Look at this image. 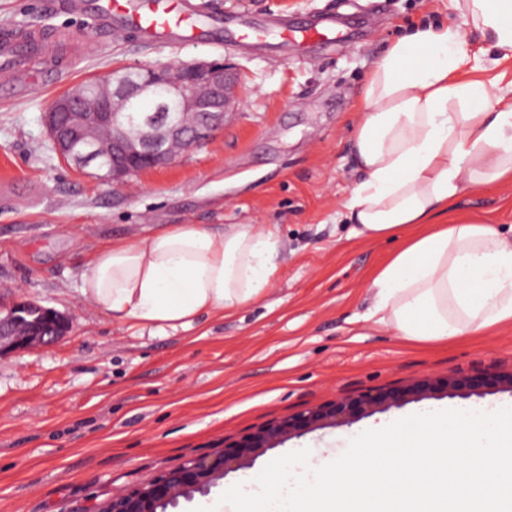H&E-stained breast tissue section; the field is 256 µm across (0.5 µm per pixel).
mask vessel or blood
<instances>
[{
	"instance_id": "vessel-or-blood-1",
	"label": "vessel or blood",
	"mask_w": 512,
	"mask_h": 512,
	"mask_svg": "<svg viewBox=\"0 0 512 512\" xmlns=\"http://www.w3.org/2000/svg\"><path fill=\"white\" fill-rule=\"evenodd\" d=\"M58 7L76 15H96L114 36L137 28L154 43L177 45L202 32L218 38L224 35L223 19L215 17L210 24H202L192 0H60ZM276 29L283 40L297 43L325 40L334 33L330 27H292L285 23L277 24ZM40 46L41 38L33 31L0 38V88L16 89L36 80L31 59Z\"/></svg>"
}]
</instances>
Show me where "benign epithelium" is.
Segmentation results:
<instances>
[{
	"mask_svg": "<svg viewBox=\"0 0 512 512\" xmlns=\"http://www.w3.org/2000/svg\"><path fill=\"white\" fill-rule=\"evenodd\" d=\"M239 101V75L222 62L120 67L91 86L81 83L56 97L44 113V124L59 158L81 170L91 169L101 182L119 184L172 162L180 149L210 141ZM30 306L17 303L0 316V354L32 344L51 345L63 335L65 320L47 308L41 309L43 322L25 327L17 312ZM487 383L512 389V373L489 368L479 378H429L417 392L470 390ZM402 399L397 391L379 390L271 422L216 454L191 456L148 483L117 491L105 512H162L181 497L206 492L226 473L240 469L248 456L274 447L284 437L327 423H345Z\"/></svg>",
	"mask_w": 512,
	"mask_h": 512,
	"instance_id": "1",
	"label": "benign epithelium"
}]
</instances>
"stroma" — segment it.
Wrapping results in <instances>:
<instances>
[{"label": "stroma", "mask_w": 512, "mask_h": 512, "mask_svg": "<svg viewBox=\"0 0 512 512\" xmlns=\"http://www.w3.org/2000/svg\"><path fill=\"white\" fill-rule=\"evenodd\" d=\"M53 0H0V31L51 28L85 40L76 64L57 56L59 82L0 95V310L25 300L66 320L55 344L0 356V512H102L113 492L144 484L190 456L340 398L404 388L398 406L307 430L257 452L208 491L167 512H195L250 471L286 454L345 447L365 423L392 416L512 402L482 386L468 397L418 399L422 380L512 371V327L444 346L405 342L365 321L371 272L394 250L350 237L343 205L357 178L351 149L359 92L390 42L423 19L457 22L453 0H207L232 31L155 48L133 33L101 45L91 20ZM302 26L335 17L336 44L284 45L270 15ZM246 29L259 40L235 41ZM217 60L240 77L242 102L214 139L170 164L106 184L63 163L43 116L77 84L117 67ZM512 185L461 194L458 212L512 230ZM165 224H270L284 246L273 290L240 315L165 336L82 304L87 256Z\"/></svg>", "instance_id": "35a3bbf8"}]
</instances>
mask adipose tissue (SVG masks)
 Returning a JSON list of instances; mask_svg holds the SVG:
<instances>
[{
  "instance_id": "adipose-tissue-1",
  "label": "adipose tissue",
  "mask_w": 512,
  "mask_h": 512,
  "mask_svg": "<svg viewBox=\"0 0 512 512\" xmlns=\"http://www.w3.org/2000/svg\"><path fill=\"white\" fill-rule=\"evenodd\" d=\"M462 23H430L374 63L353 145L361 177L350 234L398 241L374 271L368 319L411 343L512 325V237L454 215L464 191L512 184V97L467 76L462 26L512 57V0H454ZM283 245L264 224H169L93 252L82 302L160 336L231 318L269 295Z\"/></svg>"
}]
</instances>
